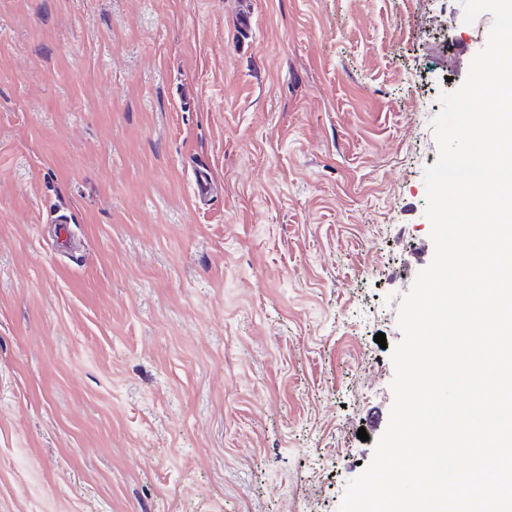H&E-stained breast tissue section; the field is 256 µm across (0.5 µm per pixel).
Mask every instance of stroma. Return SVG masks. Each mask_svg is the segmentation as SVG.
<instances>
[{
	"mask_svg": "<svg viewBox=\"0 0 512 512\" xmlns=\"http://www.w3.org/2000/svg\"><path fill=\"white\" fill-rule=\"evenodd\" d=\"M491 24L0 0V512H339L434 255L433 120Z\"/></svg>",
	"mask_w": 512,
	"mask_h": 512,
	"instance_id": "obj_1",
	"label": "stroma"
}]
</instances>
